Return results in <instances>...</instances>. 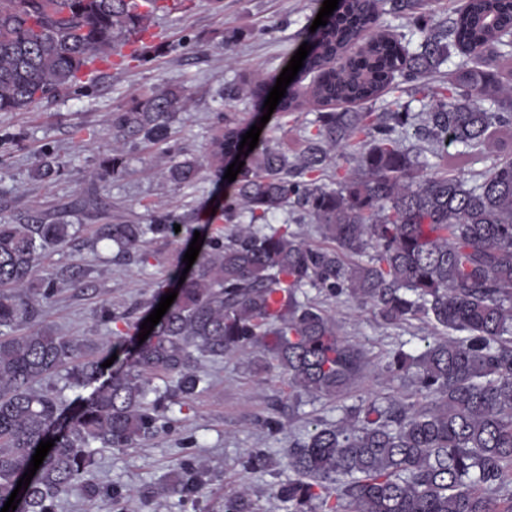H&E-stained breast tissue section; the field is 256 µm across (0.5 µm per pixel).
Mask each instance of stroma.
<instances>
[{"instance_id":"stroma-1","label":"stroma","mask_w":512,"mask_h":512,"mask_svg":"<svg viewBox=\"0 0 512 512\" xmlns=\"http://www.w3.org/2000/svg\"><path fill=\"white\" fill-rule=\"evenodd\" d=\"M409 9H387L381 24L416 47L426 28L448 23L460 0H411ZM323 0H191L157 15V50L143 63L115 66L95 75L79 90L60 93L24 112H0V138L12 137L0 162V221L14 224L32 215L71 226L66 244L49 247L36 268L34 285L25 294L35 303L29 329L89 341L101 349L113 340L115 318L134 324L160 285L188 250L202 216L221 208L225 181L206 173L194 184L176 188L160 174L166 147H126V168L99 177L100 159L118 142L109 119L134 94L156 86L180 88L188 107L174 125L172 142L182 154L201 155L212 134L215 113L232 121L253 119L249 100H227L242 79H262L282 72L302 45ZM319 107L290 117L272 113L263 137L275 140L290 156L305 147L304 128ZM56 150L60 175L38 178L44 148ZM96 195L108 204L105 216L63 211L64 203ZM176 218L179 232L146 234L144 245L126 252L99 239L100 224H148L154 216ZM341 335L359 342L371 361L349 395L341 398L290 393L276 370L256 369L251 357L199 358L201 378L195 395L182 399L173 384H160L164 426L128 448H101L89 473L98 492H72L56 512H224V497L246 484L258 512H283L272 492L287 480L286 452L312 430L316 420H342L348 407L363 399L397 396L416 401V388L377 369L386 353H419L430 329L418 320L388 327L367 310L329 303ZM112 317H105V310ZM270 462L244 470L249 454ZM193 470L203 493L168 488L176 466Z\"/></svg>"}]
</instances>
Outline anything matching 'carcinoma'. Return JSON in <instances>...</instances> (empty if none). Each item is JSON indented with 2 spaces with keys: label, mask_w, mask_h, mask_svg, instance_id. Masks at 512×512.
<instances>
[{
  "label": "carcinoma",
  "mask_w": 512,
  "mask_h": 512,
  "mask_svg": "<svg viewBox=\"0 0 512 512\" xmlns=\"http://www.w3.org/2000/svg\"><path fill=\"white\" fill-rule=\"evenodd\" d=\"M162 2L0 0V112L25 111L77 86L94 59L111 66L112 51L133 39L131 57L148 60L150 22ZM510 33L512 0H466L449 27L425 32L410 51L382 28L378 0H344L303 61L311 83L286 89L279 111L390 94L393 124L373 112H321L293 160L258 141L224 197L232 227L209 241L188 274L175 269L167 286L176 299L112 367H102L110 351L87 358L66 336H0V509L48 439L54 446L17 495L15 512H55L72 491H95L86 483L94 444L126 448L155 432L162 415L149 400L151 383L170 380L182 398L192 397L200 356L254 350L290 389L345 396L363 374L365 352L340 335L326 307L305 299L314 288L355 301L387 326L421 320L433 336L421 353L397 350L380 366L411 378L419 400H363L288 449L294 477L273 491L285 512H512V143L502 140L512 137ZM453 56L457 69L428 85ZM405 84L431 98L418 114L428 138L462 147L432 172L395 136L411 119L400 102ZM266 91L245 80L233 99L258 105ZM186 103L176 87L144 92L112 113L110 126L125 145L163 143ZM249 129L217 115L203 159L170 146L163 178L180 187L207 171L221 177ZM490 143L506 157L462 175ZM349 157L357 166L337 187L320 182ZM124 163L116 148L99 168L113 175ZM58 168L55 153L44 151L38 174L52 178ZM288 207L317 224L322 243L260 228ZM65 208L103 213L106 203L87 196ZM242 212L246 228L233 223ZM171 223L160 215L146 227L103 224L99 233L125 251ZM70 237L60 220L0 222V327L34 315L14 289L33 284L45 245ZM61 372L78 392L70 403L43 388ZM171 476L187 492L203 491L185 467ZM224 512H255L245 484L225 498Z\"/></svg>",
  "instance_id": "carcinoma-1"
}]
</instances>
